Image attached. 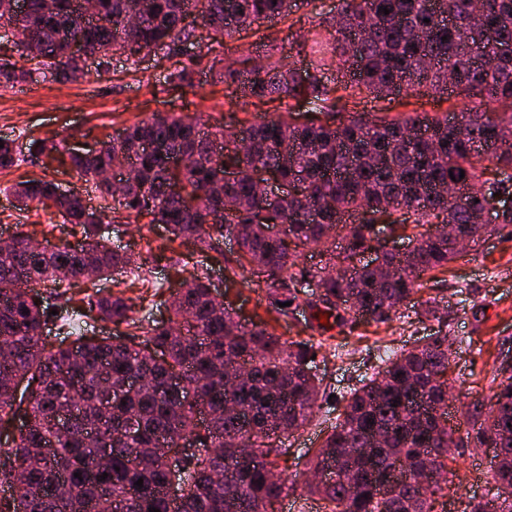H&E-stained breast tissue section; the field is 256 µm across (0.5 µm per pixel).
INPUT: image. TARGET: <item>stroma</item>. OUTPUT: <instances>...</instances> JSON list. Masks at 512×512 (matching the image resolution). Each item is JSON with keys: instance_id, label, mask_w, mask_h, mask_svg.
<instances>
[{"instance_id": "obj_1", "label": "stroma", "mask_w": 512, "mask_h": 512, "mask_svg": "<svg viewBox=\"0 0 512 512\" xmlns=\"http://www.w3.org/2000/svg\"><path fill=\"white\" fill-rule=\"evenodd\" d=\"M336 3L305 0L293 14L263 22L260 29L280 42L292 33L307 34L319 17L335 13ZM255 54L248 39H228L210 48L186 43L173 54L144 57L138 68L132 69L116 52L108 73L79 84L63 86L37 77L12 89H0V138H51L60 149L85 151L153 112L198 114L211 124L228 128L264 112L274 115L289 111L301 122L322 120V113L311 112L309 104L301 100L286 98L258 106L246 103L241 89L225 82L224 69ZM180 62L193 63V86L176 89L167 83V74ZM446 108L438 95L423 88L404 90L381 100L365 97L349 106L353 112L391 117L412 110L442 112ZM55 176L54 169L45 166L40 156L0 175V238L24 230L40 241H72L70 225L44 213L17 209L6 191L8 185L20 180ZM169 238L160 224L150 228L134 223L109 227L110 246L134 253L137 263L104 281L103 286L135 298L137 317H166L164 302L180 281L169 267L170 260L207 264L195 245L173 246ZM209 266L212 284L221 289L237 320L246 324L267 320L264 289L251 278L227 273L223 264ZM432 295L438 297L440 306L437 315L430 317L423 310ZM274 328L283 337L309 340L319 350L326 398L311 424L290 437V453L279 462L281 471L303 478L308 475L304 453L319 447L344 405L346 392L371 375L384 349L412 346L440 330L462 337L448 373L456 411L450 422L462 439L452 451L457 460L456 491L435 497L432 512H463L470 498L484 493L493 473L494 452L466 441L464 413L468 406L488 402L501 382L497 370L502 360L512 357V234L486 236L452 262L448 271L438 274L434 287H422L412 296L390 323L377 326L361 321L351 327L322 326L302 303L293 314L280 317Z\"/></svg>"}]
</instances>
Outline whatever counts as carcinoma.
<instances>
[{"instance_id":"obj_1","label":"carcinoma","mask_w":512,"mask_h":512,"mask_svg":"<svg viewBox=\"0 0 512 512\" xmlns=\"http://www.w3.org/2000/svg\"><path fill=\"white\" fill-rule=\"evenodd\" d=\"M26 2L33 42L0 44L1 89L35 73L61 84L85 81L90 71L65 57L68 34L100 55L101 74L116 51L135 65L142 54L232 38L297 6V0H147L137 26L124 33L135 0H96L97 19L85 28L75 26L76 0ZM192 14L207 36L187 22ZM311 42L325 51L307 81L285 57L273 58L277 45L264 35L257 44L268 62L228 66L224 79L242 83L261 103L273 95L303 97L311 111L336 114L332 125L261 116L240 127L249 143L242 156L234 131H212L188 114L153 113L125 128L119 141L57 158L82 182L74 192L61 194L56 180L46 178L9 188L20 206L60 217L80 239L35 247L30 234L18 232L12 247L0 248V430L21 421L12 441L0 443V484L18 469L24 477L11 499L0 500V512H274V504L296 492L323 512H432V497L450 490L448 367L453 345L463 339L438 333L379 356L307 461L314 471H330L329 479L300 484L278 471V460L290 452L281 436L303 429L321 408L312 344L240 323L212 302L208 277L197 271L181 279L187 288L161 321L134 319L130 299L98 287L135 264L132 254L105 242L101 226L132 219L165 224L172 239L219 257L224 237L234 235L239 251L227 265L256 277L269 297L288 290L269 301L271 314H286L279 303H293L313 287L323 295L322 305L310 306L315 315L338 326L357 318L385 324L425 276L460 256L456 243L431 227L458 224L474 245L512 227V207L493 224L478 223L482 190L512 200V51H503L512 46V0H339L336 15L289 45L301 52ZM333 69L352 79L331 83L326 72ZM453 72L457 95L472 99L454 114L453 127L446 114L348 112L362 91L382 98L425 87L441 95ZM147 141L162 143L164 151L139 154ZM0 143V173L35 148L58 151L34 139ZM174 155L184 161L179 168L170 165ZM242 163L277 173L298 190L270 201L246 175L213 189L225 168ZM129 165L136 167L134 183L116 197L100 176ZM451 182L464 190L458 199L440 193ZM91 193L97 208L87 203ZM228 203L238 206L236 214H224ZM367 211H400L402 221L388 224L414 229L409 256L379 257L397 269L391 277L361 262L374 225L346 221ZM311 245L324 260L308 269L298 259L300 248ZM81 284L91 292L85 305L71 308L67 293ZM48 285L61 300L55 315L39 292ZM92 312L134 332L125 339L91 335ZM53 318L71 341L48 351L43 335ZM498 371L511 373V382L498 386L488 411L467 414V437L494 448L492 483L464 512H512V363ZM14 373L24 379L20 389ZM230 403L241 414L227 413ZM180 440L193 451L183 454L171 489L167 449ZM432 462L440 470L425 485L420 474ZM61 480L69 487L62 501L52 494Z\"/></svg>"}]
</instances>
